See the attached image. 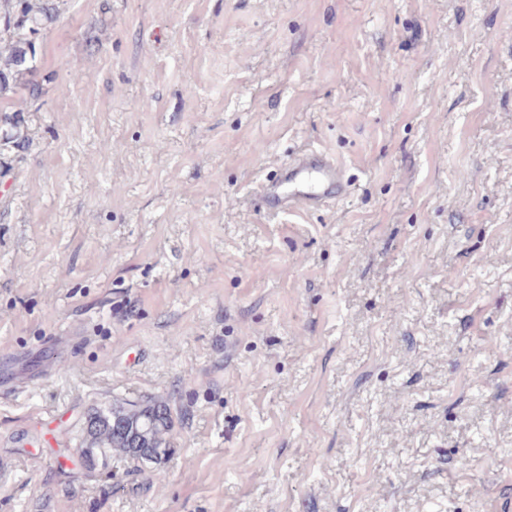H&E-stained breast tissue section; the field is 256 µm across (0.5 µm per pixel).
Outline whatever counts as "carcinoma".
Masks as SVG:
<instances>
[{"label":"carcinoma","instance_id":"1","mask_svg":"<svg viewBox=\"0 0 512 512\" xmlns=\"http://www.w3.org/2000/svg\"><path fill=\"white\" fill-rule=\"evenodd\" d=\"M59 11V0H0V146L19 138L23 104L35 94L38 40ZM173 430L163 399L114 403L88 415L79 444L89 470L107 469L114 456L136 465L159 464L171 448Z\"/></svg>","mask_w":512,"mask_h":512}]
</instances>
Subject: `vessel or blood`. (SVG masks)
Returning <instances> with one entry per match:
<instances>
[{"label": "vessel or blood", "instance_id": "b4317fda", "mask_svg": "<svg viewBox=\"0 0 512 512\" xmlns=\"http://www.w3.org/2000/svg\"><path fill=\"white\" fill-rule=\"evenodd\" d=\"M349 182L334 155L317 149L295 154L278 172L264 180L258 195L267 210H309L345 196Z\"/></svg>", "mask_w": 512, "mask_h": 512}]
</instances>
